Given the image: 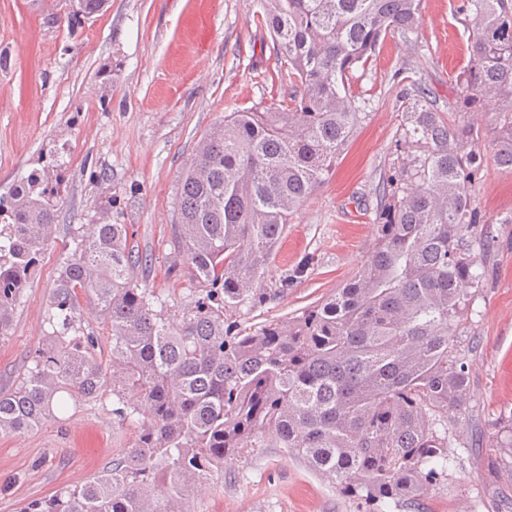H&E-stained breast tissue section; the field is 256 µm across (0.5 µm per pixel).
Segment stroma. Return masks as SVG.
Instances as JSON below:
<instances>
[{
    "instance_id": "stroma-1",
    "label": "stroma",
    "mask_w": 512,
    "mask_h": 512,
    "mask_svg": "<svg viewBox=\"0 0 512 512\" xmlns=\"http://www.w3.org/2000/svg\"><path fill=\"white\" fill-rule=\"evenodd\" d=\"M462 0H423L409 38H388L358 79L368 115L330 180L294 214L259 286L266 300L228 313L254 328L301 315L344 284L372 250L378 191L399 157L403 77L420 80L440 109L450 78L469 62ZM260 0H109L69 33L70 0H0V197L31 170L59 190L52 243L0 338V388L9 389L46 342L59 262L78 228L109 218L134 229L151 255L145 285L179 311L197 285L172 243L180 176L199 139L225 113L288 102L273 40L254 17ZM484 128L486 167L472 188L474 243L483 276L454 343L469 370L472 401L449 420L457 457L428 496L386 512H512V474L495 471L489 445L512 416V173L498 167ZM301 277L293 272L299 266ZM135 430L112 413L111 396L55 413L32 432L0 435V512L86 481L130 448ZM193 512H371L282 448H247L195 491Z\"/></svg>"
}]
</instances>
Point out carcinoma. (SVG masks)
<instances>
[{
	"mask_svg": "<svg viewBox=\"0 0 512 512\" xmlns=\"http://www.w3.org/2000/svg\"><path fill=\"white\" fill-rule=\"evenodd\" d=\"M105 6L80 0L68 28ZM459 11L469 63L451 78L446 112L410 81L403 157L379 193L370 256L336 294L247 331L224 311L266 299L256 285L288 224L367 116L354 70L388 37L417 30L422 13V0H262L257 23L295 93L284 106L224 113L183 171L172 240L200 289L181 324L139 284L151 260L131 246L130 225L97 224L61 258L47 343L0 390V434L33 431L65 399L110 391L134 442L112 468L19 512H190L226 457L261 446L380 506L435 489L455 462L448 409L471 398L453 336L482 277L471 188L485 161L461 113L491 107L496 161L512 172V0H463ZM39 185L34 170L0 198V338L57 218L58 189ZM83 302L110 325L107 360L95 336H70ZM491 447L493 464L512 471V421Z\"/></svg>",
	"mask_w": 512,
	"mask_h": 512,
	"instance_id": "cac0c4a2",
	"label": "carcinoma"
}]
</instances>
